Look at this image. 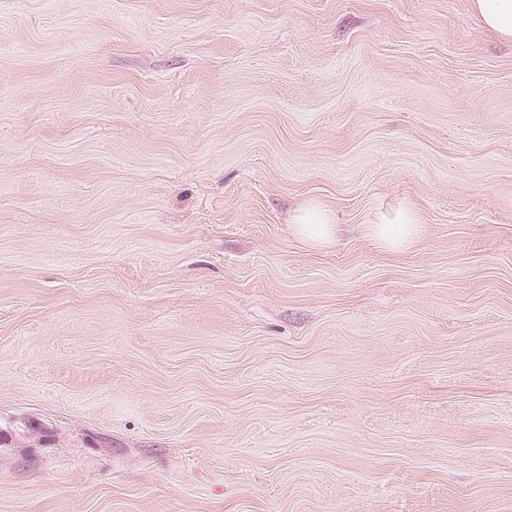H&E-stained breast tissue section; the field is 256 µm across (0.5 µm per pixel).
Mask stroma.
Returning <instances> with one entry per match:
<instances>
[{"label": "stroma", "mask_w": 512, "mask_h": 512, "mask_svg": "<svg viewBox=\"0 0 512 512\" xmlns=\"http://www.w3.org/2000/svg\"><path fill=\"white\" fill-rule=\"evenodd\" d=\"M0 512H512L471 0H0ZM297 234L312 247H320L335 236L336 226L320 206L310 205L302 209L295 218ZM371 238L388 250L398 251L410 246L416 236V224L401 218L396 224H372L369 226Z\"/></svg>", "instance_id": "stroma-1"}]
</instances>
